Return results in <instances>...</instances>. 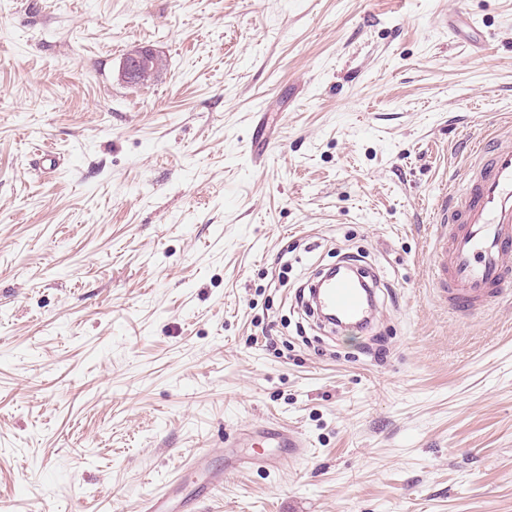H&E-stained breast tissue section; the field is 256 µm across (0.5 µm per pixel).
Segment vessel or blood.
<instances>
[{"label": "vessel or blood", "mask_w": 512, "mask_h": 512, "mask_svg": "<svg viewBox=\"0 0 512 512\" xmlns=\"http://www.w3.org/2000/svg\"><path fill=\"white\" fill-rule=\"evenodd\" d=\"M465 190L449 189L439 205L441 232L429 255V272L439 296L449 310L470 317L486 311L512 283V147L495 149L476 145ZM377 287L359 276H339L320 284L318 307L336 315L337 326L371 322ZM290 448L306 452L308 445L296 430L261 427L254 440H241V447ZM205 477L201 496L214 494L224 485V472L210 468L207 454L196 459ZM193 512L189 501L169 495L145 499L139 512Z\"/></svg>", "instance_id": "vessel-or-blood-1"}]
</instances>
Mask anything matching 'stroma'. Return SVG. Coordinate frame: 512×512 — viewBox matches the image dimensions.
<instances>
[{
    "label": "stroma",
    "instance_id": "obj_1",
    "mask_svg": "<svg viewBox=\"0 0 512 512\" xmlns=\"http://www.w3.org/2000/svg\"><path fill=\"white\" fill-rule=\"evenodd\" d=\"M477 142L512 146V0H0V507L512 512V286L460 319L427 266ZM351 253L369 331L297 299ZM257 418L307 455L226 470ZM158 55L148 46H134L124 55L121 63V77L131 85L147 83L156 70ZM198 469L205 471V477L201 483L200 496H209L224 486V470L211 468L207 454H199L196 459ZM169 496L170 493L145 499L136 510L140 512H173L170 510L177 506L183 509V511L179 512H196L193 511L194 508L190 505L191 501H186L182 498L175 505V499Z\"/></svg>",
    "mask_w": 512,
    "mask_h": 512
}]
</instances>
